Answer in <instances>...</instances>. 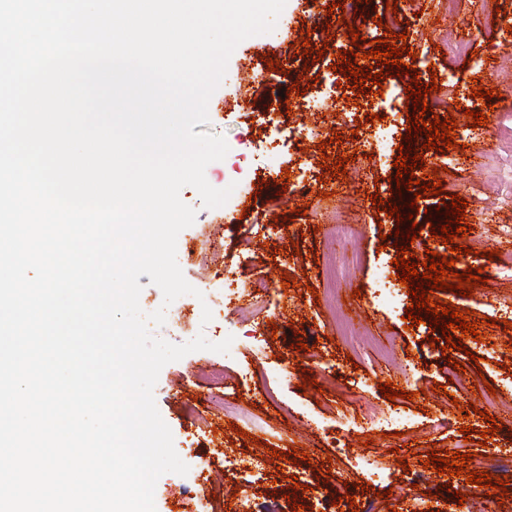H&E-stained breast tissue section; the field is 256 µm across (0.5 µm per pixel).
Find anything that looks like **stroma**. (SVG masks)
<instances>
[{"instance_id":"1","label":"stroma","mask_w":512,"mask_h":512,"mask_svg":"<svg viewBox=\"0 0 512 512\" xmlns=\"http://www.w3.org/2000/svg\"><path fill=\"white\" fill-rule=\"evenodd\" d=\"M335 0H287L277 21L284 36L262 34L243 40L232 53L226 75L209 101V122L204 129L223 136L229 151L223 160L206 169L208 182L216 188L232 187L227 202L218 208L204 207L198 192L184 187L180 197L196 211L192 226L177 239L178 253L194 251L193 261L181 263L186 280L205 299L223 294L232 284V302L203 321L201 303L186 305L174 301L164 305L161 290L149 276H140L143 287L140 306L143 311L165 308L166 322L154 328L155 336L182 344L205 335L212 342L231 339L229 354L211 351L189 353L164 366L154 388L157 408L170 427L174 448L188 465L181 476L163 474L155 487V512H191L195 498H216L217 512H259L262 503L277 498L282 512H294L287 500L291 482L314 486V494H302L299 504L310 512H352L345 495L355 496L357 504L375 501L380 512L395 508L408 512L410 502L402 493L411 471H419L431 449L463 446L474 456L471 470L500 475L495 461L512 458V420L503 421L500 432L486 445L466 441L460 428L469 424L477 431L491 428L478 410L484 407L489 389L506 390L512 385V332H505L504 321L512 322V295L494 292L491 285L476 288L472 297L458 292L433 291V300L448 301L456 309L472 310L475 322L492 318L491 332L496 345L464 336L463 350L452 357L463 362L465 375L472 383L470 399L477 411L464 416L450 406L449 396L437 393L436 385L448 382V360L442 350L431 347L430 321L405 328V309L412 297L399 286V300L387 305L376 289L379 276L397 284L399 272L394 265L397 254L393 234L396 220L377 212L366 192L377 189L384 202L400 205L396 192L394 161L408 131L406 101L397 99L386 109H378L376 94L360 95L348 77L337 76L332 88V106L322 116H311L303 105L305 97L317 95L320 78L337 52L350 48L349 27L360 30L363 50H370L384 30L373 22V15H386V0H358L338 8ZM397 16L408 25L406 45L423 60L419 79L423 87L431 85L432 75L444 83L440 93L429 90L428 101L437 95L448 97L450 113L465 110L486 113L488 122L466 136L465 155L480 151L490 124L512 125V83L498 80L501 73L512 74V0H456L454 11H447L445 0H398ZM314 29L316 43H328L322 60L306 65L301 28ZM469 42L470 60L441 56L438 46L444 40ZM278 60L282 70L268 71L267 59ZM480 79L484 87L498 89L490 101L472 98L471 81ZM299 86L300 95L281 97V89ZM384 112L379 126L367 123V116ZM388 131L391 141L386 157H378L374 146L377 130ZM341 142H334V135ZM278 147L273 163H265L263 149ZM355 154L347 163V175L322 182L324 168H315L311 193H299L295 185H283L285 169L296 167L300 159L320 158L321 154ZM512 172V146L503 145L498 157L488 162L480 174L471 171L450 172L445 176L441 194L419 201L414 214L418 236L408 247L417 259L427 251L445 254L442 240L432 235L447 219L445 204L453 196L467 199L465 210L473 231L462 238L467 255L461 256L453 270L490 272L495 264L486 253L496 247L493 226L481 210L480 200L498 177ZM256 195L255 206L243 209L242 202ZM341 213L352 224L363 227L361 237L345 246V253H358L360 261L342 295L343 312L355 328H367L379 339L396 338L405 353L407 373H399L375 363L367 353L349 355L335 338L334 322L325 305L317 304L315 294L323 293L325 269L333 245L324 228L332 213ZM223 277H215V268ZM296 279V287L283 288L282 275ZM271 284L269 305L255 321L241 324L234 311L247 300L246 288L256 277ZM482 364H475V357ZM451 357V358H452ZM227 366L238 377L224 394L225 401L241 403L248 412L239 427L251 433L245 441L230 428V422L214 408L213 389L202 370ZM315 379L304 389L303 376ZM394 385L414 393V400L392 402L382 397L380 384ZM349 389L355 398L370 401L387 414L407 415L409 423H378L364 420L350 402L342 400L340 389ZM447 418V429H434L439 418ZM418 440L420 450L410 455V440ZM290 452L291 448L310 454V461L282 462L270 454L271 448ZM331 458L333 470L351 475V485L336 480L318 479L322 459ZM405 467H398V459ZM378 460L387 477L371 485L363 474L366 463ZM426 499L429 512H466L459 505L457 492L478 493L479 488L464 478L449 479L427 472Z\"/></svg>"}]
</instances>
